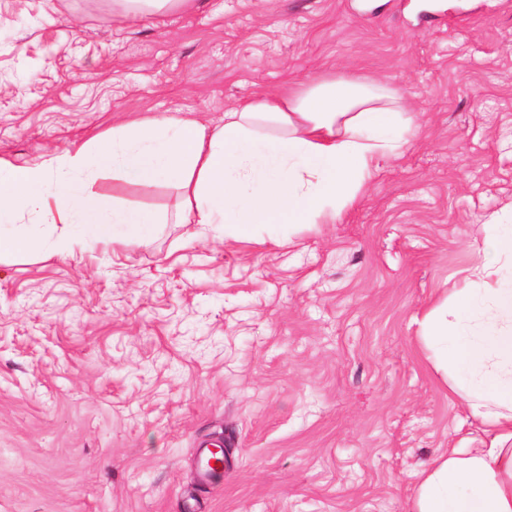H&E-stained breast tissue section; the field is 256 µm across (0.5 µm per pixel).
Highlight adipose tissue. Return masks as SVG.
Masks as SVG:
<instances>
[{
    "mask_svg": "<svg viewBox=\"0 0 512 512\" xmlns=\"http://www.w3.org/2000/svg\"><path fill=\"white\" fill-rule=\"evenodd\" d=\"M409 124L396 92L318 75L285 93L242 99L220 126L156 116L40 162L0 159V263L91 242L151 244L166 216L96 197L91 187L108 173L174 185L178 223L231 237L255 225L335 223ZM482 271L493 283L455 289L450 315L429 317L427 334L450 391L490 441L449 449L420 483L418 512H512V261ZM485 306L495 318L473 330Z\"/></svg>",
    "mask_w": 512,
    "mask_h": 512,
    "instance_id": "adipose-tissue-1",
    "label": "adipose tissue"
}]
</instances>
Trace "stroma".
Returning <instances> with one entry per match:
<instances>
[{
  "mask_svg": "<svg viewBox=\"0 0 512 512\" xmlns=\"http://www.w3.org/2000/svg\"><path fill=\"white\" fill-rule=\"evenodd\" d=\"M410 111L397 154L336 223L233 239L165 225L0 264V512H417L420 475L480 448L426 317L512 230V0H0V158L113 125L213 126L326 72ZM103 201L174 216L173 187ZM224 469L200 485L197 448ZM124 6V18L136 19L145 15L168 12L172 9L185 10L196 0H117Z\"/></svg>",
  "mask_w": 512,
  "mask_h": 512,
  "instance_id": "obj_1",
  "label": "stroma"
}]
</instances>
